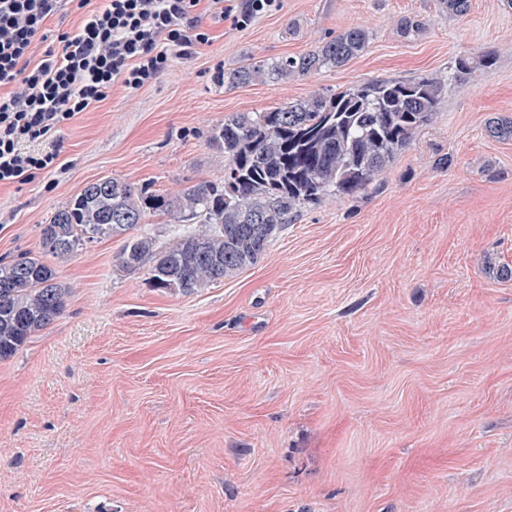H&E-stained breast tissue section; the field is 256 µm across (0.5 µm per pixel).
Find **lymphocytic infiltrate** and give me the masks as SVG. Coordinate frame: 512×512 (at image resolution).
Instances as JSON below:
<instances>
[{"label":"lymphocytic infiltrate","instance_id":"obj_1","mask_svg":"<svg viewBox=\"0 0 512 512\" xmlns=\"http://www.w3.org/2000/svg\"><path fill=\"white\" fill-rule=\"evenodd\" d=\"M91 2L78 0L81 24L35 63L30 46L58 0H0V185L54 167L58 153L42 142L114 83L140 88L167 68L172 52L209 41L194 14L200 0H106L99 10Z\"/></svg>","mask_w":512,"mask_h":512}]
</instances>
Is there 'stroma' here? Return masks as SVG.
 Listing matches in <instances>:
<instances>
[{
  "instance_id": "1",
  "label": "stroma",
  "mask_w": 512,
  "mask_h": 512,
  "mask_svg": "<svg viewBox=\"0 0 512 512\" xmlns=\"http://www.w3.org/2000/svg\"><path fill=\"white\" fill-rule=\"evenodd\" d=\"M208 44L53 135L55 169L0 186V259L87 183L177 192L224 175L208 140L264 112L375 78L447 76L492 54L380 182L305 208L259 261L194 293L122 268L124 238L52 260L62 314L0 360V512H512V9L471 0H280L246 26L196 9ZM425 17L412 40L398 22ZM83 16L61 0L32 61ZM367 50L288 82L222 84L354 23ZM452 157L440 169L438 157ZM495 64V58L492 54L482 55L478 62L470 61L469 58L459 57L452 72L448 74V81L458 82L465 79L478 66L483 68H491Z\"/></svg>"
}]
</instances>
